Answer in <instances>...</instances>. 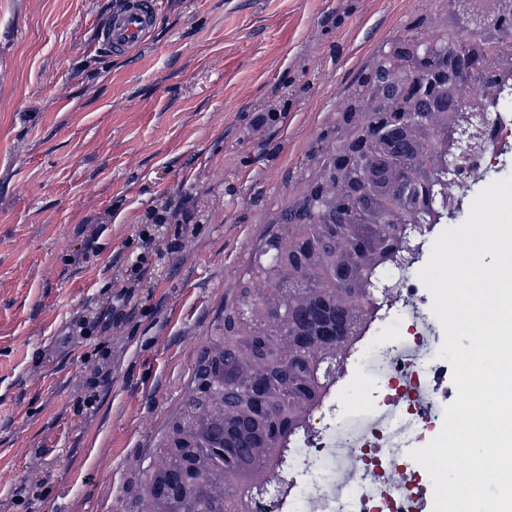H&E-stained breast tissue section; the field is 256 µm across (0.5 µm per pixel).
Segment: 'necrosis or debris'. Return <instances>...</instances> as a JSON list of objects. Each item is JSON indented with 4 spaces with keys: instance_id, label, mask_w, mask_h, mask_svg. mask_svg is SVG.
I'll return each mask as SVG.
<instances>
[{
    "instance_id": "necrosis-or-debris-1",
    "label": "necrosis or debris",
    "mask_w": 512,
    "mask_h": 512,
    "mask_svg": "<svg viewBox=\"0 0 512 512\" xmlns=\"http://www.w3.org/2000/svg\"><path fill=\"white\" fill-rule=\"evenodd\" d=\"M444 229L438 221L408 225L411 252L374 273L366 296L371 316L345 355L342 378L307 428L289 437L279 467L283 489L257 500L254 512H419L414 487L392 479L389 468L438 420L437 385L451 368L437 356L443 329L418 277ZM365 455L369 465L340 484L344 463Z\"/></svg>"
}]
</instances>
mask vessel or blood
Instances as JSON below:
<instances>
[{
  "label": "vessel or blood",
  "instance_id": "b4317fda",
  "mask_svg": "<svg viewBox=\"0 0 512 512\" xmlns=\"http://www.w3.org/2000/svg\"><path fill=\"white\" fill-rule=\"evenodd\" d=\"M159 20L157 0H127L107 27L98 31L99 39L111 50L129 52L148 40Z\"/></svg>",
  "mask_w": 512,
  "mask_h": 512
}]
</instances>
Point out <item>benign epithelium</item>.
<instances>
[{
  "label": "benign epithelium",
  "mask_w": 512,
  "mask_h": 512,
  "mask_svg": "<svg viewBox=\"0 0 512 512\" xmlns=\"http://www.w3.org/2000/svg\"><path fill=\"white\" fill-rule=\"evenodd\" d=\"M481 2L456 0L475 34L466 44L448 43L446 22L403 34L359 77L361 96L338 110L327 162L288 214V235L266 239L185 399L194 416L218 414L234 433L211 448L193 420H175L144 476L148 512H253L277 487L284 442L306 425L342 373L341 351L365 328L369 275L411 250L403 227L434 212L448 146L473 150L488 136L476 118L500 97L512 49L492 75L476 43L490 27L512 34V0H496L491 13ZM248 458L253 476L241 481Z\"/></svg>",
  "instance_id": "benign-epithelium-1"
}]
</instances>
